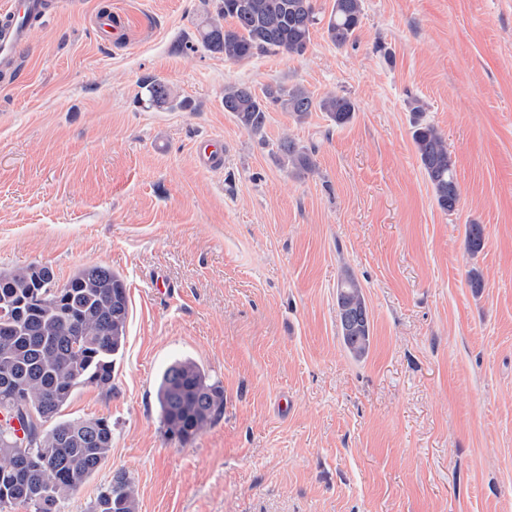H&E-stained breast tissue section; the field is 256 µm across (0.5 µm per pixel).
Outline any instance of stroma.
Wrapping results in <instances>:
<instances>
[{
    "label": "stroma",
    "mask_w": 512,
    "mask_h": 512,
    "mask_svg": "<svg viewBox=\"0 0 512 512\" xmlns=\"http://www.w3.org/2000/svg\"><path fill=\"white\" fill-rule=\"evenodd\" d=\"M211 9L46 0L19 68L0 66V268L63 283L99 264L128 293L111 389L80 387L60 413L108 418L112 448L59 512H87L119 469L139 512H512V0H365L353 44L319 25L303 55L235 62L195 44ZM146 75L187 108H147ZM235 83L301 84L356 114L277 110L257 136L224 110ZM415 98L448 142L451 212L414 152ZM286 135L310 171L280 160ZM204 136L223 168H199ZM347 273L373 322L359 361L338 333ZM177 357L224 390L186 443L156 401Z\"/></svg>",
    "instance_id": "obj_1"
}]
</instances>
